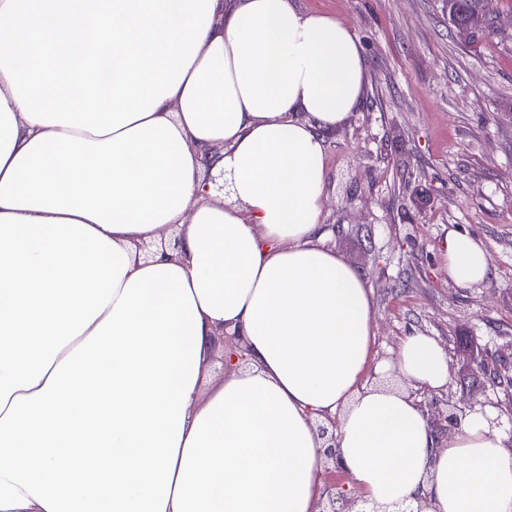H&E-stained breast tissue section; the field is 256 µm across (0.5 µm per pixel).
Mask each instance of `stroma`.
<instances>
[{"label": "stroma", "mask_w": 512, "mask_h": 512, "mask_svg": "<svg viewBox=\"0 0 512 512\" xmlns=\"http://www.w3.org/2000/svg\"><path fill=\"white\" fill-rule=\"evenodd\" d=\"M348 24L367 63L363 101L328 135L329 244L371 290L380 360L403 336L436 337L450 357L422 404L495 409L512 441V0H492L490 32L467 41L444 0H293ZM451 228L490 250L493 276L462 289L439 256Z\"/></svg>", "instance_id": "35a3bbf8"}]
</instances>
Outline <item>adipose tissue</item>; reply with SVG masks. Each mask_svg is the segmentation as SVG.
Masks as SVG:
<instances>
[{
    "label": "adipose tissue",
    "instance_id": "adipose-tissue-1",
    "mask_svg": "<svg viewBox=\"0 0 512 512\" xmlns=\"http://www.w3.org/2000/svg\"><path fill=\"white\" fill-rule=\"evenodd\" d=\"M4 21L0 512H316L329 416L377 512H512L494 410L443 442L367 381L437 390L450 363L420 332L375 361L367 279L323 243L326 137L367 84L347 25L293 0H0ZM171 226L177 255L139 259ZM440 257L461 288L493 274L454 228Z\"/></svg>",
    "mask_w": 512,
    "mask_h": 512
}]
</instances>
